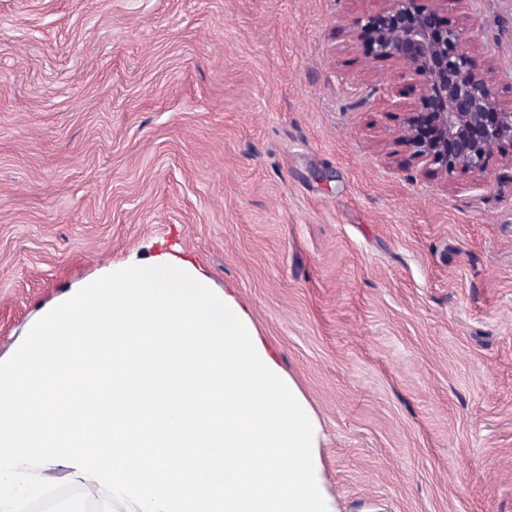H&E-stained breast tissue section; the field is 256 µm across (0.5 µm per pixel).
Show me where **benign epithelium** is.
Returning a JSON list of instances; mask_svg holds the SVG:
<instances>
[{
    "mask_svg": "<svg viewBox=\"0 0 512 512\" xmlns=\"http://www.w3.org/2000/svg\"><path fill=\"white\" fill-rule=\"evenodd\" d=\"M387 2L347 27L369 56L396 61L414 76L413 97L389 100L403 115L398 142L433 174L466 173L489 188L512 185V106H504L496 81L475 64L470 36L448 18L451 0H423L425 11L441 19L438 26L409 22L417 0ZM494 145L508 153L507 162L492 160Z\"/></svg>",
    "mask_w": 512,
    "mask_h": 512,
    "instance_id": "7a95c632",
    "label": "benign epithelium"
}]
</instances>
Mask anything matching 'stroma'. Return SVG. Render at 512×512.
Wrapping results in <instances>:
<instances>
[{
    "label": "stroma",
    "mask_w": 512,
    "mask_h": 512,
    "mask_svg": "<svg viewBox=\"0 0 512 512\" xmlns=\"http://www.w3.org/2000/svg\"><path fill=\"white\" fill-rule=\"evenodd\" d=\"M384 5L0 0V357L173 248L304 398L336 512H512V186L396 161L408 74L339 26ZM448 15L511 104L512 0Z\"/></svg>",
    "instance_id": "stroma-1"
}]
</instances>
